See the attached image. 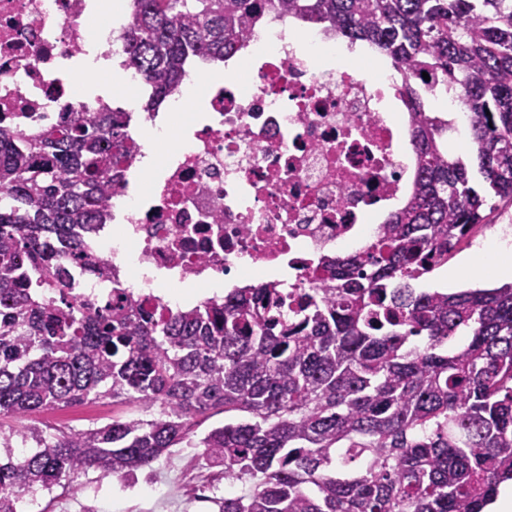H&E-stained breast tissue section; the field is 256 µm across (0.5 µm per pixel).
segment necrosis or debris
Listing matches in <instances>:
<instances>
[{
    "mask_svg": "<svg viewBox=\"0 0 512 512\" xmlns=\"http://www.w3.org/2000/svg\"><path fill=\"white\" fill-rule=\"evenodd\" d=\"M94 0H0V128L27 137L78 111L72 61L89 54ZM338 38L269 13L239 54L214 67L193 60L163 109L187 119L162 135L152 168L140 130L156 124L136 105L152 86L130 71V95L96 96L97 112L131 113L121 182L93 250L111 278L72 275L65 292L97 297L118 279L132 300L167 315L182 303L165 287L257 280L290 302L318 287L321 257L373 244L414 190L417 152L396 70Z\"/></svg>",
    "mask_w": 512,
    "mask_h": 512,
    "instance_id": "necrosis-or-debris-1",
    "label": "necrosis or debris"
}]
</instances>
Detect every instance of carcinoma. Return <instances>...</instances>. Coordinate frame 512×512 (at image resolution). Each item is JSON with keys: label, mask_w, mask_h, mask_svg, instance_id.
Here are the masks:
<instances>
[{"label": "carcinoma", "mask_w": 512, "mask_h": 512, "mask_svg": "<svg viewBox=\"0 0 512 512\" xmlns=\"http://www.w3.org/2000/svg\"><path fill=\"white\" fill-rule=\"evenodd\" d=\"M126 63L155 83L154 112L193 57L244 46L268 10L330 26L401 71L418 154L414 191L380 241L324 256L316 295L289 317L274 288H235L168 318L59 291L90 253L120 178L127 112L71 113L24 137L0 130V415L110 399L148 417L37 435L0 462V512L62 478L149 467L207 419L198 447L237 495L218 512H484L512 480V283H415L512 201V0H126ZM428 73L426 81L422 73ZM459 102L476 169L448 158L427 105Z\"/></svg>", "instance_id": "obj_1"}]
</instances>
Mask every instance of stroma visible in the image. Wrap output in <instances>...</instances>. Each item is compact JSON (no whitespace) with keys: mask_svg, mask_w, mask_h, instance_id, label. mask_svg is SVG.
<instances>
[{"mask_svg":"<svg viewBox=\"0 0 512 512\" xmlns=\"http://www.w3.org/2000/svg\"><path fill=\"white\" fill-rule=\"evenodd\" d=\"M473 264L471 253L456 250L447 264L423 280L422 285L451 292L461 288L486 287V280L472 273ZM456 269L461 270V277L449 281V272ZM130 413L131 408L126 404L99 400L44 411L21 422L0 416V427L8 429L20 423L32 433L27 440L13 439L11 448L0 447V461L34 451L36 435L103 425L111 422L112 418L126 417ZM200 484L210 488L208 502H196L188 494L190 487ZM231 491V486L224 481L222 467L210 465L202 449L186 444L173 449L171 455L161 458L152 467L127 476L105 477L91 471L64 479L52 491L38 492L30 509L31 512H217L215 499Z\"/></svg>","mask_w":512,"mask_h":512,"instance_id":"35a3bbf8","label":"stroma"}]
</instances>
